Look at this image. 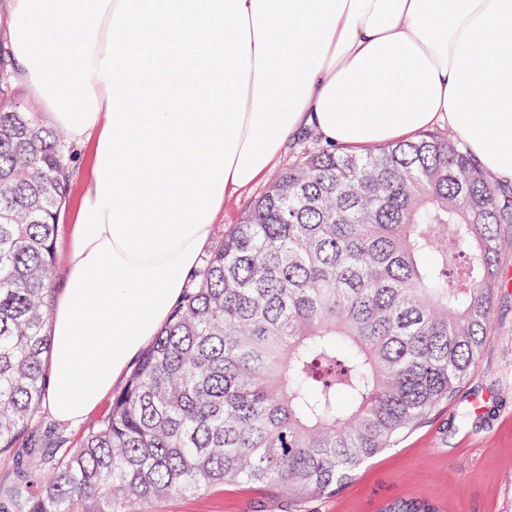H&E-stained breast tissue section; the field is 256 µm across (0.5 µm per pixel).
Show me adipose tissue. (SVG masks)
Returning <instances> with one entry per match:
<instances>
[{
  "mask_svg": "<svg viewBox=\"0 0 512 512\" xmlns=\"http://www.w3.org/2000/svg\"><path fill=\"white\" fill-rule=\"evenodd\" d=\"M17 78L91 145L46 405L76 424L181 300L226 196L305 129L362 150L445 123L512 182V0H12ZM494 111L485 112L481 101Z\"/></svg>",
  "mask_w": 512,
  "mask_h": 512,
  "instance_id": "1",
  "label": "adipose tissue"
}]
</instances>
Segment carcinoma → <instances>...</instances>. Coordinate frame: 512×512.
<instances>
[{
  "label": "carcinoma",
  "instance_id": "carcinoma-1",
  "mask_svg": "<svg viewBox=\"0 0 512 512\" xmlns=\"http://www.w3.org/2000/svg\"><path fill=\"white\" fill-rule=\"evenodd\" d=\"M0 45V453L45 399L65 136ZM512 187L427 132L304 151L204 260L82 444L0 512H156L235 484L304 512L451 400L495 334ZM384 512H439L400 499Z\"/></svg>",
  "mask_w": 512,
  "mask_h": 512
}]
</instances>
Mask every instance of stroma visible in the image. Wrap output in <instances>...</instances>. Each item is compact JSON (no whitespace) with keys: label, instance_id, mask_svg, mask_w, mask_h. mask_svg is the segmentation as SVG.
Here are the masks:
<instances>
[{"label":"stroma","instance_id":"1","mask_svg":"<svg viewBox=\"0 0 512 512\" xmlns=\"http://www.w3.org/2000/svg\"><path fill=\"white\" fill-rule=\"evenodd\" d=\"M323 145L312 130L289 142L276 168L247 192L225 199L214 240H222L225 229L238 223L242 212L266 191L280 169L294 163L302 150ZM90 157V146L70 144L71 191L55 237L60 257L51 283L55 291L63 288L66 280L68 229ZM503 265L507 286L500 294L496 334L487 340L479 363L453 399L363 465L335 495L313 501L314 512H381L385 504L406 497L429 499L450 507L451 512H512V256L505 258ZM111 406V398H104L83 421L70 426L56 423L46 410H39L13 450L0 454V490L15 484L31 456L79 447L87 429ZM159 510L281 512L282 504L227 485L203 495L172 498Z\"/></svg>","mask_w":512,"mask_h":512}]
</instances>
